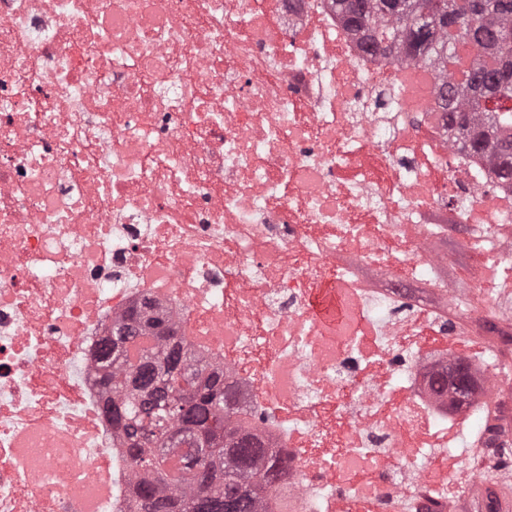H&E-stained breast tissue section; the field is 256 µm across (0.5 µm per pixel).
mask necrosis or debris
<instances>
[{"instance_id": "4bbe7bcc", "label": "necrosis or debris", "mask_w": 512, "mask_h": 512, "mask_svg": "<svg viewBox=\"0 0 512 512\" xmlns=\"http://www.w3.org/2000/svg\"><path fill=\"white\" fill-rule=\"evenodd\" d=\"M410 68L331 0H0V512H125L96 351L145 297L290 459L270 512H457L486 485L442 465L432 425L478 416L427 374L470 357L426 350L409 286L435 274L430 213L512 263V184L458 151L437 80L411 105ZM327 283L333 327L308 308Z\"/></svg>"}]
</instances>
